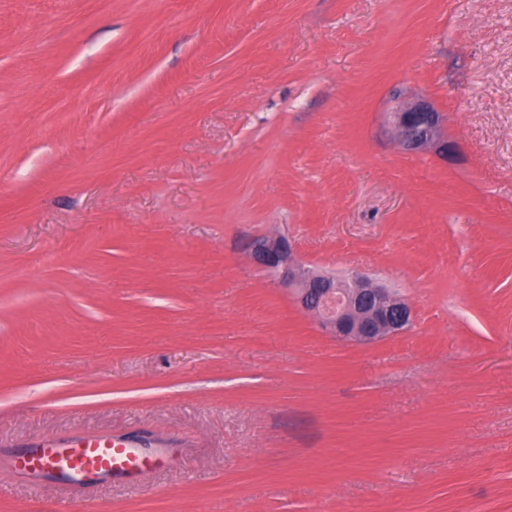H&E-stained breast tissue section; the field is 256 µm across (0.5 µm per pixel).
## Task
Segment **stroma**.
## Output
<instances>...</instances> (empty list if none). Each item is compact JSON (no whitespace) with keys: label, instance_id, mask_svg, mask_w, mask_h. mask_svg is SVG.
Instances as JSON below:
<instances>
[{"label":"stroma","instance_id":"stroma-1","mask_svg":"<svg viewBox=\"0 0 512 512\" xmlns=\"http://www.w3.org/2000/svg\"><path fill=\"white\" fill-rule=\"evenodd\" d=\"M270 233L411 325L327 335ZM47 436L164 461L35 484ZM0 512H512V0H0ZM385 122L400 146L406 150L434 149L448 159L455 144L441 135L442 118L426 100L402 105L386 113Z\"/></svg>","mask_w":512,"mask_h":512}]
</instances>
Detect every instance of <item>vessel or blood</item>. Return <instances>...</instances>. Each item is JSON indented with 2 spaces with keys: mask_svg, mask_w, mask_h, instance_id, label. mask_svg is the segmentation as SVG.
<instances>
[{
  "mask_svg": "<svg viewBox=\"0 0 512 512\" xmlns=\"http://www.w3.org/2000/svg\"><path fill=\"white\" fill-rule=\"evenodd\" d=\"M148 463L124 441L50 438L18 455L14 467L34 480L59 479L73 486L129 477Z\"/></svg>",
  "mask_w": 512,
  "mask_h": 512,
  "instance_id": "b4317fda",
  "label": "vessel or blood"
}]
</instances>
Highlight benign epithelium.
<instances>
[{"label": "benign epithelium", "instance_id": "1", "mask_svg": "<svg viewBox=\"0 0 512 512\" xmlns=\"http://www.w3.org/2000/svg\"><path fill=\"white\" fill-rule=\"evenodd\" d=\"M385 122L406 150L433 149L445 159L456 150L441 135L440 113L425 100L394 108L386 113ZM248 251L303 311L339 340L373 344L404 332L412 322V307L393 289L368 278L348 282L306 268L284 235L257 236Z\"/></svg>", "mask_w": 512, "mask_h": 512}]
</instances>
